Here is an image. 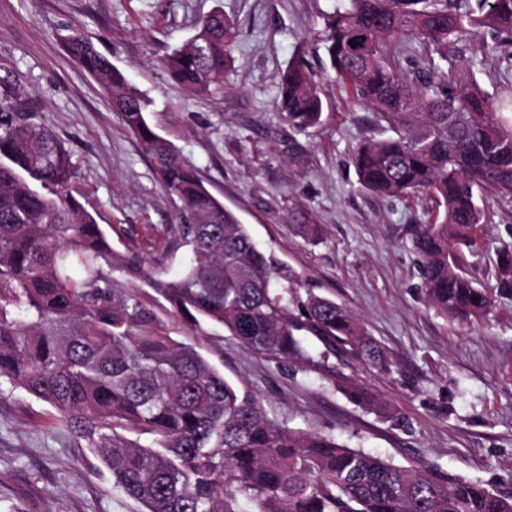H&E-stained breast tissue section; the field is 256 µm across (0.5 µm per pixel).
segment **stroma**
<instances>
[{"mask_svg": "<svg viewBox=\"0 0 512 512\" xmlns=\"http://www.w3.org/2000/svg\"><path fill=\"white\" fill-rule=\"evenodd\" d=\"M340 3L0 0V76L12 74L25 111L69 150L76 197L111 227L113 250L177 277L190 250L174 231L176 205L99 84L67 52L66 35L88 37L147 95L150 125L257 245L287 263L304 289L352 309L385 349L388 375L346 355L322 358L313 338L306 342L310 363L283 366L222 329H193L145 281L109 268L119 294L138 300L174 339L253 393L270 419L400 464L427 460L512 493V301L498 300L472 326L450 323L428 305L411 239L436 204L423 195L384 201L359 188L350 156L380 121L348 102L333 78L321 82L318 126L296 128L276 110L278 74L297 50L322 71L323 18ZM216 9L235 21L240 39L223 89L199 95L173 82L160 60ZM493 42L491 30L478 29L448 47L450 60L473 61L491 92L512 84V51L482 59ZM485 205L489 221L467 269L493 288L496 253L512 245V204L489 194ZM299 213L322 225L321 243L302 237L292 220ZM352 383L375 393L397 421L354 404L343 391ZM51 413L25 390L0 386V512H142L67 430L48 431Z\"/></svg>", "mask_w": 512, "mask_h": 512, "instance_id": "1", "label": "stroma"}]
</instances>
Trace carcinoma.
Masks as SVG:
<instances>
[{
  "label": "carcinoma",
  "instance_id": "obj_1",
  "mask_svg": "<svg viewBox=\"0 0 512 512\" xmlns=\"http://www.w3.org/2000/svg\"><path fill=\"white\" fill-rule=\"evenodd\" d=\"M486 28L512 46V0H489L475 15L454 0H345L325 19L322 43L349 100L394 131L371 136L351 155L364 190L392 199L425 194L435 217L412 237L430 306L451 321L478 322L512 295V250L497 252L499 287L465 270L475 232L488 221L482 195L512 203V96L482 89L473 64L446 69L448 42ZM239 40L235 22L213 13L186 46L161 60L186 89L224 86ZM67 48L103 87L114 112L155 163V177L180 202L174 229L192 258L169 279L136 257L122 259L194 327L219 325L242 346L286 365L340 350L381 372V346L346 306L311 292L254 243L247 227L182 164L146 119L148 101L83 35ZM278 111L293 125L319 123L323 102L304 55L278 75ZM68 150L21 111L0 85V383L21 387L54 410L113 483L145 512H512V493L452 477L424 462L397 464L336 439L291 430L195 347L170 336L132 298L117 295L102 266L110 240L70 192ZM305 238L321 225L301 216ZM349 398L387 409L357 384ZM147 435V446L126 436Z\"/></svg>",
  "mask_w": 512,
  "mask_h": 512
}]
</instances>
